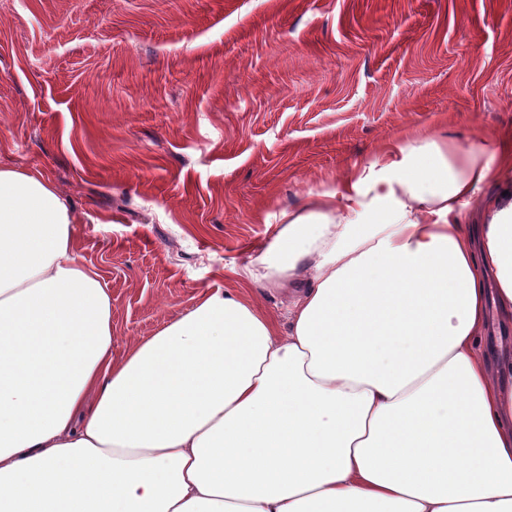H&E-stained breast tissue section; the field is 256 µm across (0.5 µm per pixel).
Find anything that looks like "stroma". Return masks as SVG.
<instances>
[{
	"instance_id": "35a3bbf8",
	"label": "stroma",
	"mask_w": 512,
	"mask_h": 512,
	"mask_svg": "<svg viewBox=\"0 0 512 512\" xmlns=\"http://www.w3.org/2000/svg\"><path fill=\"white\" fill-rule=\"evenodd\" d=\"M512 135V0H0V166L71 201L116 351L393 137Z\"/></svg>"
}]
</instances>
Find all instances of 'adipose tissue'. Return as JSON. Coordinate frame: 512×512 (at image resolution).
Returning <instances> with one entry per match:
<instances>
[{
  "instance_id": "obj_1",
  "label": "adipose tissue",
  "mask_w": 512,
  "mask_h": 512,
  "mask_svg": "<svg viewBox=\"0 0 512 512\" xmlns=\"http://www.w3.org/2000/svg\"><path fill=\"white\" fill-rule=\"evenodd\" d=\"M509 172L395 138L253 259L287 327L205 291L118 356L69 200L0 166V512H512Z\"/></svg>"
}]
</instances>
